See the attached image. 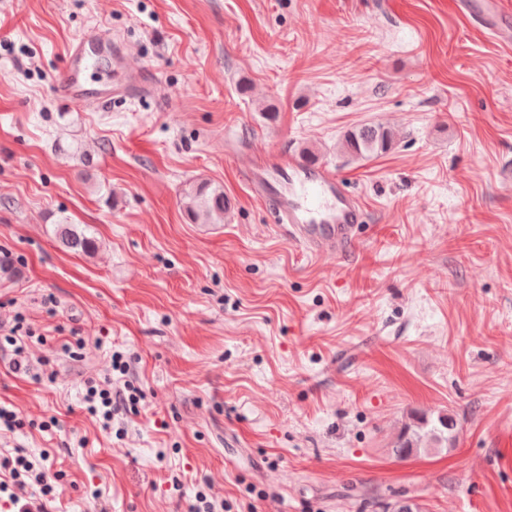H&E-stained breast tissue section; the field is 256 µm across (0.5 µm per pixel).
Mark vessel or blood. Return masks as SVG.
Masks as SVG:
<instances>
[{"instance_id":"1","label":"vessel or blood","mask_w":512,"mask_h":512,"mask_svg":"<svg viewBox=\"0 0 512 512\" xmlns=\"http://www.w3.org/2000/svg\"><path fill=\"white\" fill-rule=\"evenodd\" d=\"M456 10L488 28L503 45L512 44V10L502 0H452ZM111 55L121 76L111 88L89 93L85 73L99 53ZM134 71L120 49L89 30L67 49L64 94L72 102L104 104L135 84ZM244 176L254 198L273 202L276 223L287 225L311 254L343 255L365 221L363 203L347 189L343 177L326 166H308L295 156L269 154L253 158Z\"/></svg>"}]
</instances>
